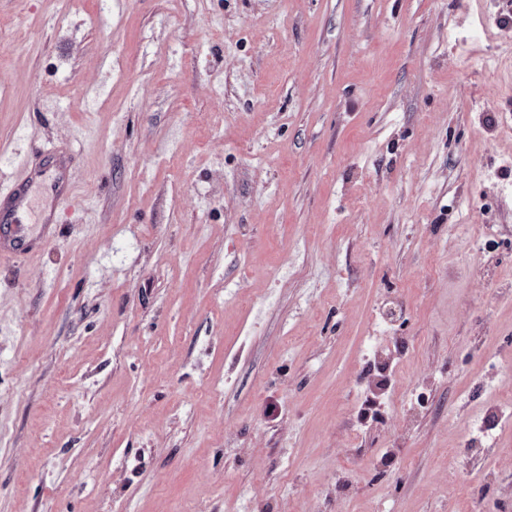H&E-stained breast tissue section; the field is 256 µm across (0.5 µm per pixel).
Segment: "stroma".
<instances>
[{
	"label": "stroma",
	"instance_id": "1",
	"mask_svg": "<svg viewBox=\"0 0 512 512\" xmlns=\"http://www.w3.org/2000/svg\"><path fill=\"white\" fill-rule=\"evenodd\" d=\"M46 146L0 512H512V0H0Z\"/></svg>",
	"mask_w": 512,
	"mask_h": 512
}]
</instances>
